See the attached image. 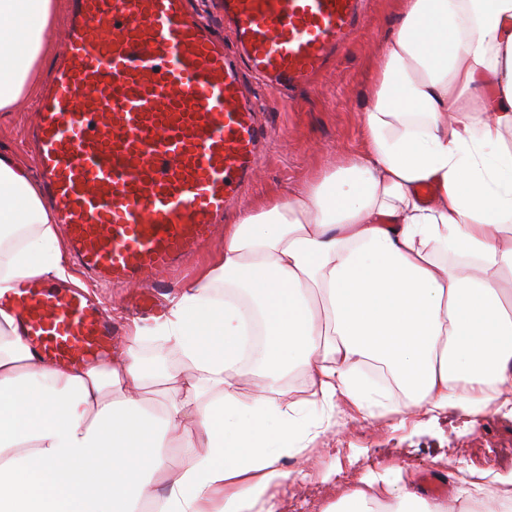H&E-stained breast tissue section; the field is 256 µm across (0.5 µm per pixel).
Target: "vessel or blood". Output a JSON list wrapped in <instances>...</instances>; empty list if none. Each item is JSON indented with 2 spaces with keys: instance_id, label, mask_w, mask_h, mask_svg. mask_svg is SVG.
<instances>
[{
  "instance_id": "1",
  "label": "vessel or blood",
  "mask_w": 512,
  "mask_h": 512,
  "mask_svg": "<svg viewBox=\"0 0 512 512\" xmlns=\"http://www.w3.org/2000/svg\"><path fill=\"white\" fill-rule=\"evenodd\" d=\"M368 0H220L231 44L192 0H67L62 57L31 127L44 195L77 263L108 284H152L209 243L270 131L252 74L309 87L364 25ZM26 340L63 364L114 332L82 291L11 292Z\"/></svg>"
}]
</instances>
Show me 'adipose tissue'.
I'll return each mask as SVG.
<instances>
[{"mask_svg": "<svg viewBox=\"0 0 512 512\" xmlns=\"http://www.w3.org/2000/svg\"><path fill=\"white\" fill-rule=\"evenodd\" d=\"M400 2L359 150L225 224L223 249L106 362L45 360L0 305V512H274L296 477L284 459H306L339 405L376 417L371 360L405 387V418L512 403V0ZM55 20V0H0V112L37 97ZM69 277L30 169L0 149V296ZM147 336L180 370L144 368ZM294 371L316 425L285 397ZM151 381L181 400L149 404ZM324 512L448 505L384 474Z\"/></svg>", "mask_w": 512, "mask_h": 512, "instance_id": "1", "label": "adipose tissue"}]
</instances>
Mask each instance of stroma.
<instances>
[{"mask_svg": "<svg viewBox=\"0 0 512 512\" xmlns=\"http://www.w3.org/2000/svg\"><path fill=\"white\" fill-rule=\"evenodd\" d=\"M397 12L398 0H369L366 22L348 49L311 89L297 93L290 103H280L275 92L257 88V95L269 107L266 120L271 138L235 212L245 211L270 192L303 182L315 171L332 167L337 157L358 148L372 74L395 28ZM35 110L34 102L22 101L16 111L0 112V145L14 149L30 166L35 160L26 134ZM223 246L224 233L216 231L211 243L190 256L180 273L160 277L148 309L139 307L134 288L92 279L85 285L120 327L128 320L149 324L161 312L167 294L191 279ZM315 445L314 460L304 469L313 477L328 473L330 482L313 481L297 497L288 488H280L278 497L287 503V512H322L335 501L338 490L399 471L425 496L431 493L429 479L442 482L446 486L442 496L451 501L471 470L512 472V462L498 457L500 448H512V410L506 408L490 417L451 412L418 427L394 414L365 420L346 409Z\"/></svg>", "mask_w": 512, "mask_h": 512, "instance_id": "obj_1", "label": "stroma"}]
</instances>
